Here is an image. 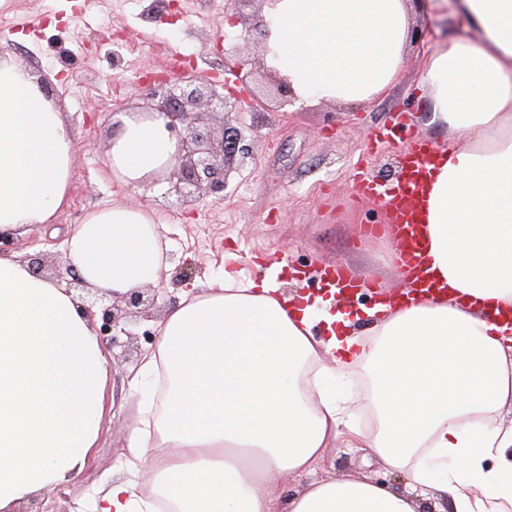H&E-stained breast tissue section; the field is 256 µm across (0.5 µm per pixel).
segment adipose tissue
Returning <instances> with one entry per match:
<instances>
[{"label": "adipose tissue", "instance_id": "obj_1", "mask_svg": "<svg viewBox=\"0 0 512 512\" xmlns=\"http://www.w3.org/2000/svg\"><path fill=\"white\" fill-rule=\"evenodd\" d=\"M472 32L438 43L422 75L433 121L462 146L438 147L423 234L435 291L389 293L354 331L353 312L316 314L286 295L280 270H228L161 322L131 375L142 420L93 512H415L412 499L351 476L280 499L345 435L391 471L442 492L449 512H512V0H456ZM265 67L303 102L368 103L397 84L407 0H275ZM176 151L162 117L129 112L110 166L126 184ZM74 141L34 76L0 57V234L49 224L67 206ZM156 212L86 214L64 260L89 286L125 294L167 263ZM327 324L316 335L317 321ZM358 369L379 424L363 431L338 381ZM111 363L93 318L65 285L0 255V512L89 466Z\"/></svg>", "mask_w": 512, "mask_h": 512}]
</instances>
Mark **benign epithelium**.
I'll use <instances>...</instances> for the list:
<instances>
[{
	"label": "benign epithelium",
	"mask_w": 512,
	"mask_h": 512,
	"mask_svg": "<svg viewBox=\"0 0 512 512\" xmlns=\"http://www.w3.org/2000/svg\"><path fill=\"white\" fill-rule=\"evenodd\" d=\"M224 41L232 46L237 58L236 80L244 85L252 74L249 41L227 31ZM153 84L163 91L164 102L157 112L164 118L166 130L177 136V153L166 177L170 192L185 208L195 205L206 194L224 192L225 164L235 152L236 142L199 125L198 110L203 105L213 106L216 100L224 105V96L217 88L226 84L214 77L202 78L197 85H183L178 79L155 80ZM151 292L150 288H140L123 295L129 313L154 302ZM100 317L104 326L117 327L121 325L122 310L113 304L102 306Z\"/></svg>",
	"instance_id": "1"
}]
</instances>
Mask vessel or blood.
I'll use <instances>...</instances> for the list:
<instances>
[{"instance_id":"1","label":"vessel or blood","mask_w":512,"mask_h":512,"mask_svg":"<svg viewBox=\"0 0 512 512\" xmlns=\"http://www.w3.org/2000/svg\"><path fill=\"white\" fill-rule=\"evenodd\" d=\"M432 159L429 145L408 146L402 156V179L393 185L369 183L363 188L365 194L378 198L388 211V232L399 246L398 261L420 288L430 285L421 220Z\"/></svg>"}]
</instances>
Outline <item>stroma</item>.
Listing matches in <instances>:
<instances>
[{"instance_id":"stroma-1","label":"stroma","mask_w":512,"mask_h":512,"mask_svg":"<svg viewBox=\"0 0 512 512\" xmlns=\"http://www.w3.org/2000/svg\"><path fill=\"white\" fill-rule=\"evenodd\" d=\"M225 0H179L177 7H152L151 0H0V50L50 88L56 107L74 132V170L69 203L54 222L0 246V252L39 258L49 278L77 288L61 244L92 209L134 199L156 210L169 245L168 264L152 286L155 303L142 316L124 320L117 336L101 337L106 355L115 357L107 387L112 408L90 467L73 481L25 502L26 512H75L89 502L100 480L111 477L117 457L137 423L138 398L128 376L138 368L159 335L166 312L191 290H205L219 277L226 254L244 276L255 275L252 261L288 260L291 294L322 295L312 270L335 263L358 278L398 290L390 263L392 245L380 202L363 199L359 179L395 181L400 155L414 139L447 143V128L430 123L420 78L436 42L468 34L466 21L452 8L410 11V38L399 82L364 104L320 101L283 102L277 78L256 68L248 89L236 95L235 58L225 32L248 38L253 59L264 42L256 32L264 17L262 0L228 9ZM194 75L225 78L224 104L206 111L213 124L238 133L242 151L228 167L220 201L181 207L167 181L147 179L131 186L113 175L108 150L121 112L145 111L160 104L149 80L181 68ZM397 112L408 113L410 130L375 141V132ZM354 476L390 486L414 502L416 512H439L444 505L433 489L412 488L407 476L387 470L369 449L352 448L347 438L330 442L312 470L280 481L283 498L301 494L322 479Z\"/></svg>"}]
</instances>
